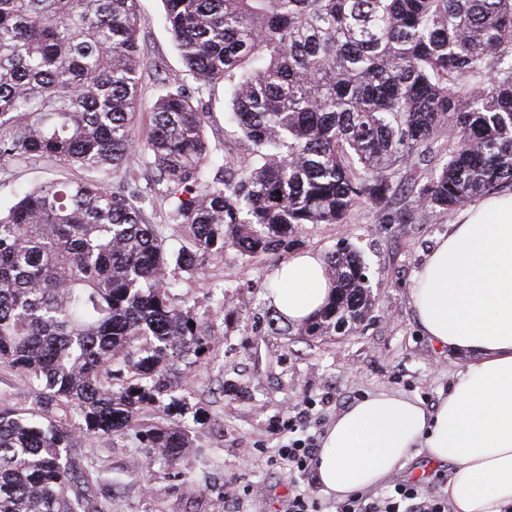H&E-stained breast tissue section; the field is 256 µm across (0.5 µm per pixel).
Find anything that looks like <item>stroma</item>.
<instances>
[{
  "instance_id": "stroma-1",
  "label": "stroma",
  "mask_w": 512,
  "mask_h": 512,
  "mask_svg": "<svg viewBox=\"0 0 512 512\" xmlns=\"http://www.w3.org/2000/svg\"><path fill=\"white\" fill-rule=\"evenodd\" d=\"M163 0H139L140 42L158 67L146 76L142 112H149L170 82L194 89L176 45L163 22ZM223 85L204 93L206 135L214 155L239 165L253 157L237 125L227 114ZM80 170L52 168L40 162L0 169V207L11 205L24 190L49 179H76ZM457 212L430 210L404 190L387 208L364 204L343 224H309L297 236L296 249L326 254L338 241L359 247L369 267L375 309L353 336L314 339L280 336L268 327L272 306L265 284L271 283L280 259H242L234 251L200 258L203 278L182 277L176 294L208 322L209 358L194 355L170 359L166 379L171 400L190 412L169 417L152 410L142 424L174 423L187 431L192 446L177 463L165 451L138 443L128 435L111 441L84 436L75 414L56 413L59 425L75 435L76 454L91 453L104 466L96 486L98 501L112 512H224L226 486L250 484L252 496L239 512H284L287 476L266 463L271 450L284 444L274 424L306 398L316 399L320 423L309 433L323 435L347 406L380 391L414 399L432 394L443 399L469 359L468 354L437 347L419 326L410 299L415 273L440 236L455 223ZM256 280L253 288L245 280ZM235 315L225 318V308ZM425 453H413L391 477L392 482L421 477L431 494L443 493L436 481L448 473Z\"/></svg>"
}]
</instances>
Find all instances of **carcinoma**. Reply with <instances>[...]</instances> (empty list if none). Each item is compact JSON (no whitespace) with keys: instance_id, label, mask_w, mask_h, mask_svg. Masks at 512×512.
I'll return each instance as SVG.
<instances>
[{"instance_id":"carcinoma-1","label":"carcinoma","mask_w":512,"mask_h":512,"mask_svg":"<svg viewBox=\"0 0 512 512\" xmlns=\"http://www.w3.org/2000/svg\"><path fill=\"white\" fill-rule=\"evenodd\" d=\"M164 22L203 92L259 156L210 152L207 112L183 85L141 124L138 0H0V168L42 161L86 173L0 210V366L87 436L127 432L175 462L179 426L141 427L167 396L165 366L201 356L207 329L174 298L199 254L260 262L307 224L385 206L396 178L452 211L512 188V0H164ZM448 149L421 177L409 158ZM188 228L166 243L145 217ZM334 293L297 335H353L375 297L361 251L325 257ZM194 325H189V322ZM74 438L0 403V512L95 511L102 469Z\"/></svg>"}]
</instances>
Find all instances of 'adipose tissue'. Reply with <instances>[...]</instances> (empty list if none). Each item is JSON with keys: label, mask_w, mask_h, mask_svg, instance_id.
Instances as JSON below:
<instances>
[{"label": "adipose tissue", "mask_w": 512, "mask_h": 512, "mask_svg": "<svg viewBox=\"0 0 512 512\" xmlns=\"http://www.w3.org/2000/svg\"><path fill=\"white\" fill-rule=\"evenodd\" d=\"M273 280L268 300L293 323L311 319L332 293L313 251L289 256ZM411 298L433 342L474 358L435 410L383 391L341 412L322 437L321 489L340 501L374 488L420 448L451 464L454 512H512V194L487 196L449 225Z\"/></svg>", "instance_id": "1"}]
</instances>
